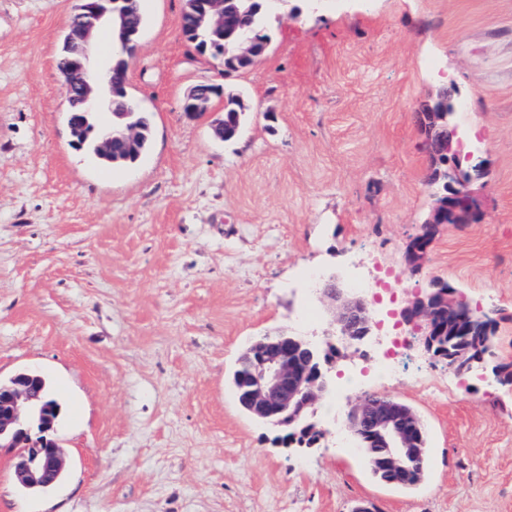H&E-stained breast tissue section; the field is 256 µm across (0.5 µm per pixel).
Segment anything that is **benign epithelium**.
Returning a JSON list of instances; mask_svg holds the SVG:
<instances>
[{"label": "benign epithelium", "mask_w": 512, "mask_h": 512, "mask_svg": "<svg viewBox=\"0 0 512 512\" xmlns=\"http://www.w3.org/2000/svg\"><path fill=\"white\" fill-rule=\"evenodd\" d=\"M128 0H79L71 24L70 37L79 51L70 67L69 88L82 94L87 111L112 104L97 93L103 83L110 82L113 61L102 62L92 52V45L101 27L112 29V37L124 53L120 61L129 63L138 45L140 32L132 28ZM197 31L207 30L212 37L211 48L224 43V34L237 29L235 16L224 9V0H194L189 21H181ZM256 41L243 36L237 42V57L253 61ZM217 84H199L186 94L182 109L189 117L209 110L213 97L223 94ZM464 97L452 83L438 90L422 111L429 123H448V136L431 146L433 155L428 185L433 189L432 203L423 228L438 224H469L479 217L472 190L475 180L487 173V160L478 150L461 155L458 148L463 138L455 123ZM101 149L112 152L121 145L135 147L137 129L129 123L126 130L116 134L110 128L99 132ZM315 293L321 300L337 306L331 326L347 347L356 350L370 344L375 337L376 324L370 309L358 291L343 285L334 272L320 276ZM452 288L432 285L427 292L415 296L401 311L405 323L421 321L426 324L424 346L432 351L437 326L445 322L450 327L466 331H493L497 320L492 311L476 310L465 314L459 308ZM341 357L336 345L318 342L308 336L280 333L273 340L258 343L255 358L247 376L248 397L258 420L280 429L292 427L289 443L299 448H311L327 437V431L316 419L315 404L323 396L336 393L331 371ZM499 377L496 365L485 355L472 358L460 373L476 369ZM40 373L26 370L7 382L0 381V449L12 451L13 471L17 482L33 489L49 486L66 468V458L59 442L52 437L59 416L57 402L41 395L38 388ZM351 433L361 440L382 449V461L391 476L412 470L413 458L420 452L414 430L399 406L378 394L361 397L348 412Z\"/></svg>", "instance_id": "obj_1"}]
</instances>
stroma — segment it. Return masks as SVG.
I'll return each instance as SVG.
<instances>
[{"label": "stroma", "mask_w": 512, "mask_h": 512, "mask_svg": "<svg viewBox=\"0 0 512 512\" xmlns=\"http://www.w3.org/2000/svg\"><path fill=\"white\" fill-rule=\"evenodd\" d=\"M76 0H0V378L45 375L68 464L28 493L0 452V512H512V384L466 388L414 331L404 367L320 399L348 412L368 393L410 404L430 468L413 491L371 479L357 444L275 443L227 380L256 337L319 336L331 308L301 273L390 269L403 301L431 281L497 312L512 363V0H320L283 10L270 51L223 78L180 34L184 0H145L129 90L153 116L130 167L72 142L56 58ZM466 99L458 124L489 165L482 216L436 228L419 123L440 78ZM201 83L245 105L239 136L213 125L223 98L182 111ZM311 304L316 318L303 323Z\"/></svg>", "instance_id": "stroma-1"}]
</instances>
